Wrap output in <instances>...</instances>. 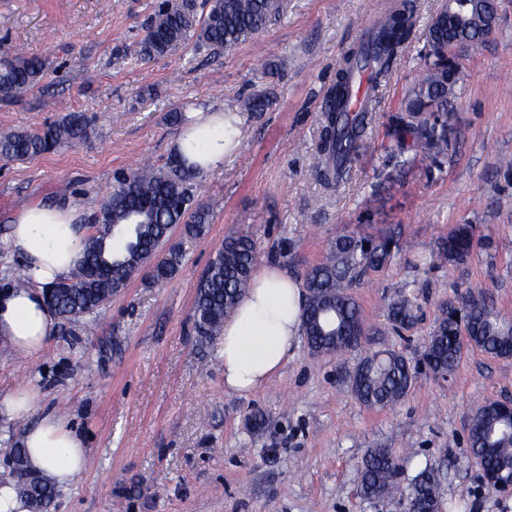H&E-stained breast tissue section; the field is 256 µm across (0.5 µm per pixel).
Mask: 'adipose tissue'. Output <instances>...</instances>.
<instances>
[{
  "instance_id": "1",
  "label": "adipose tissue",
  "mask_w": 512,
  "mask_h": 512,
  "mask_svg": "<svg viewBox=\"0 0 512 512\" xmlns=\"http://www.w3.org/2000/svg\"><path fill=\"white\" fill-rule=\"evenodd\" d=\"M241 136L240 126H227L223 112L201 108L192 112L172 150L199 161L206 174L223 166ZM86 234L81 210L64 201H39L13 217L8 244L23 259L29 285L0 291V340L16 353L38 354L55 334L46 291L69 275ZM304 304L300 282L279 264H265L254 274L250 290L224 322L226 389L251 393L281 369L301 334ZM23 442L29 468L57 487H68L87 467L82 437L56 415H45Z\"/></svg>"
}]
</instances>
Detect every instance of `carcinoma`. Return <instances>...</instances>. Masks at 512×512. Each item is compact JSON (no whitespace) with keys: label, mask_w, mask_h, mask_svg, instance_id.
Here are the masks:
<instances>
[{"label":"carcinoma","mask_w":512,"mask_h":512,"mask_svg":"<svg viewBox=\"0 0 512 512\" xmlns=\"http://www.w3.org/2000/svg\"><path fill=\"white\" fill-rule=\"evenodd\" d=\"M282 13V0H163L133 50L150 61L189 41L199 47L231 49L259 34ZM409 0L399 3L372 27L344 56L336 72L323 111L318 144V177L329 189H337L349 175L374 111L369 97L361 114L348 115V99L355 74L371 69L374 83L390 72L414 33ZM423 70L410 88L399 115L393 120V136L401 151L435 163L448 156V121L437 116L448 111V84L458 83V69L445 60L448 43L466 40L470 49L483 43L475 26L448 19L441 9L421 33ZM45 63L15 52L0 60V100L16 99L40 81ZM268 99L254 94L241 101L240 111L262 112ZM94 134L83 112H69L37 131L0 132V160L10 162L53 153L62 147L86 144ZM197 167L172 155L161 166L120 172L112 191L103 198L95 231L87 237L82 258L69 276L50 292L49 309L61 322H72L103 308L112 295L125 288L144 267L154 283L170 280L182 264L180 249L169 244L171 229L181 224L189 237L204 235L209 228V206L200 198ZM481 245L471 224L457 225L443 240L437 261L452 265L469 260ZM400 240L356 232L336 235L326 256L305 270L306 304L302 313L303 336L315 355L339 354L356 346L364 334L360 306L352 293L367 270L384 267ZM258 263L255 242L244 235L224 239L202 273L196 291L193 326L199 341L224 331V317L237 299L251 287ZM416 296L401 289L389 308L392 326H408L416 317ZM463 319L468 338L461 335ZM475 345L494 357L512 356V319L503 317L483 296L466 292L439 306V315L425 349L439 376L451 374L464 346ZM416 378V366L400 351L386 348L362 357L349 374L351 391L369 408H386L400 402ZM470 452L487 471L512 476V415L494 402L477 407L468 433ZM401 465L386 444L370 448L361 460L360 494L366 499L401 496L407 512H441V480L428 463L407 486L400 482ZM14 483L30 501L33 512H50L58 496L56 486L30 472L25 449L12 451L11 466L0 476Z\"/></svg>","instance_id":"1"}]
</instances>
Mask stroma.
I'll return each mask as SVG.
<instances>
[{
	"label": "stroma",
	"mask_w": 512,
	"mask_h": 512,
	"mask_svg": "<svg viewBox=\"0 0 512 512\" xmlns=\"http://www.w3.org/2000/svg\"><path fill=\"white\" fill-rule=\"evenodd\" d=\"M157 0H0V54L41 58L34 90L0 100V130H36L68 112L92 116L91 144L24 161H0V288L20 267L7 244L10 219L41 199L85 210L94 223L116 174L165 163L177 137L168 112L206 105L235 111L262 93L239 149L201 180L212 220L205 236L173 230L184 255L164 285L136 276L101 310L58 325L40 354L0 341V398L27 387L31 413L0 414V472L13 446L48 412L85 438L88 466L51 512H405L397 499L359 494L367 449L389 445L402 482L431 462L444 480L443 512H512V495L482 486L469 457L468 419L478 406L512 398V358L465 347L451 376L419 370L396 405L372 409L349 374L368 352L395 346L419 360L438 307L465 291L512 317V0H498L495 29L480 52L458 59L448 103L449 146L441 167L402 161L394 115L422 69L411 43L378 86L376 112L332 194L314 176L321 106L344 54L391 0H284L285 14L230 51L194 44L142 62L133 55ZM459 224L486 244L462 265H439L440 242ZM343 231L409 241L353 293L370 329L342 355L315 356L298 341L268 383L249 395L224 387L219 339L198 343L197 282L226 235L256 243L260 263L301 276ZM417 298L416 319L398 336L387 315L398 289ZM262 412L253 431L248 418Z\"/></svg>",
	"instance_id": "stroma-1"
}]
</instances>
